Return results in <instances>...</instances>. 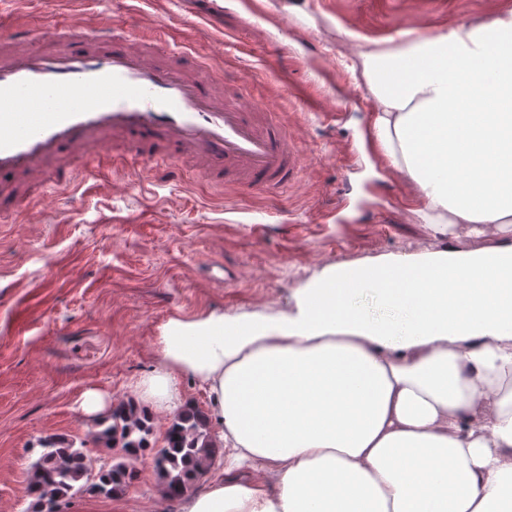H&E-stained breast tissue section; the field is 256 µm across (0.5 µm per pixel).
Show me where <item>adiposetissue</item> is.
I'll return each mask as SVG.
<instances>
[{"label": "adipose tissue", "instance_id": "1", "mask_svg": "<svg viewBox=\"0 0 512 512\" xmlns=\"http://www.w3.org/2000/svg\"><path fill=\"white\" fill-rule=\"evenodd\" d=\"M370 140L425 223L512 235V13L360 47ZM376 274L414 309L402 333L342 304ZM512 267L426 251L330 265L291 307L203 310L160 327L134 400L170 415L204 389L230 468L182 512H512Z\"/></svg>", "mask_w": 512, "mask_h": 512}]
</instances>
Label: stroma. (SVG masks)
<instances>
[{
	"label": "stroma",
	"mask_w": 512,
	"mask_h": 512,
	"mask_svg": "<svg viewBox=\"0 0 512 512\" xmlns=\"http://www.w3.org/2000/svg\"><path fill=\"white\" fill-rule=\"evenodd\" d=\"M0 0V24L32 44L62 19L109 22L147 39L166 29L213 59L245 99L293 125L307 162L274 196L209 185L196 172L125 173L118 147L70 188L35 189L25 215L0 219V512H31L27 472L40 438L86 439L87 389L128 399L154 365L168 317L285 309L324 267L448 250L490 252L512 237L424 223L412 189L365 143L372 102L350 67L358 45L396 29L445 34L512 13V0ZM235 275L225 285V271ZM121 512H181L151 456Z\"/></svg>",
	"instance_id": "stroma-1"
}]
</instances>
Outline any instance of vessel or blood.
Listing matches in <instances>:
<instances>
[{"instance_id":"obj_1","label":"vessel or blood","mask_w":512,"mask_h":512,"mask_svg":"<svg viewBox=\"0 0 512 512\" xmlns=\"http://www.w3.org/2000/svg\"><path fill=\"white\" fill-rule=\"evenodd\" d=\"M0 30V210L20 213L26 189L61 173L67 157L98 160L105 140L123 159L165 173L184 168L214 185L267 196L302 168L287 124L264 99L241 104L208 62L180 48L135 45L116 27L57 23L46 45Z\"/></svg>"}]
</instances>
